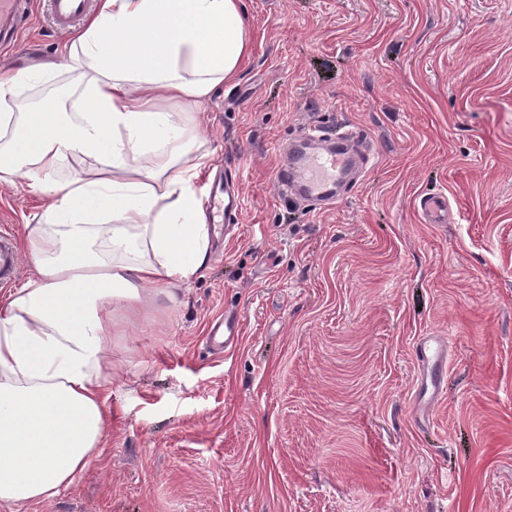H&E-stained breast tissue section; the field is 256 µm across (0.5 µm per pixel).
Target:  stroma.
Listing matches in <instances>:
<instances>
[{"label": "stroma", "mask_w": 512, "mask_h": 512, "mask_svg": "<svg viewBox=\"0 0 512 512\" xmlns=\"http://www.w3.org/2000/svg\"><path fill=\"white\" fill-rule=\"evenodd\" d=\"M244 2L250 55L203 105L238 229L113 337L106 452L26 512H512V0ZM65 40L36 0L0 67ZM343 123L373 139L363 183L282 196L288 148ZM37 212L0 187L13 235ZM422 336L448 339L429 408ZM419 208L426 222L429 224L451 222V213L445 195L433 194L428 197H423L419 201ZM221 327L222 323L219 322L213 325L209 336V343L219 351L227 348L235 336H239L238 323L233 318H224V330L221 331Z\"/></svg>", "instance_id": "stroma-1"}]
</instances>
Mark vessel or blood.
Returning a JSON list of instances; mask_svg holds the SVG:
<instances>
[{"label": "vessel or blood", "instance_id": "obj_1", "mask_svg": "<svg viewBox=\"0 0 512 512\" xmlns=\"http://www.w3.org/2000/svg\"><path fill=\"white\" fill-rule=\"evenodd\" d=\"M90 0H49V9L58 29H68L89 7ZM30 0H0V48L17 43L20 31L18 21L30 8ZM306 140L328 143L324 152L301 153L282 165L277 180L284 191H300L305 197L321 200L328 197L337 184L349 175L359 173L370 161L369 150L359 148L354 127L345 125L340 131L312 125ZM419 208L427 223L443 224L451 219L446 196L434 194L421 198ZM20 258L9 231L0 232V282L15 278ZM238 324L225 318L223 324L213 325L209 342L216 350H223L238 336ZM421 368V388L428 404L441 398V383L433 369L448 362V339L444 336H424L416 344Z\"/></svg>", "mask_w": 512, "mask_h": 512}]
</instances>
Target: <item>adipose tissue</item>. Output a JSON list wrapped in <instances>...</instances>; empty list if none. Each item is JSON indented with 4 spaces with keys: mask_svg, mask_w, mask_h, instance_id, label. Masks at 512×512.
<instances>
[{
    "mask_svg": "<svg viewBox=\"0 0 512 512\" xmlns=\"http://www.w3.org/2000/svg\"><path fill=\"white\" fill-rule=\"evenodd\" d=\"M242 0H98L63 50L0 73V186L41 201L25 225L33 276L0 301V508L22 512L100 460L109 346L129 315L206 264L195 181L213 162L201 111L251 48ZM62 72L78 96L17 109ZM92 157L96 168L65 174Z\"/></svg>",
    "mask_w": 512,
    "mask_h": 512,
    "instance_id": "1",
    "label": "adipose tissue"
}]
</instances>
